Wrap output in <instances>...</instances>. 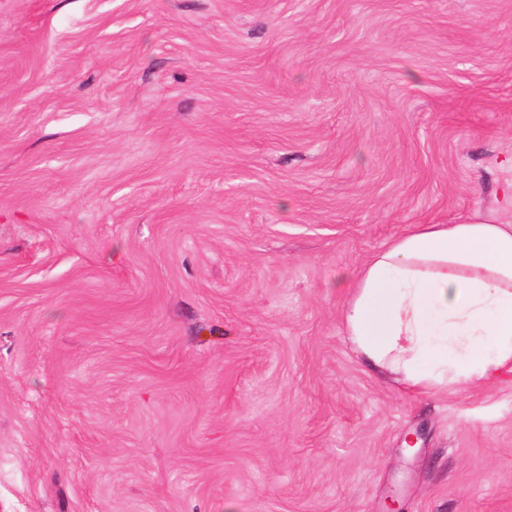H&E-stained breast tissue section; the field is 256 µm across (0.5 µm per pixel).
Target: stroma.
Instances as JSON below:
<instances>
[{"instance_id":"35a3bbf8","label":"stroma","mask_w":512,"mask_h":512,"mask_svg":"<svg viewBox=\"0 0 512 512\" xmlns=\"http://www.w3.org/2000/svg\"><path fill=\"white\" fill-rule=\"evenodd\" d=\"M477 214L512 0H0V512H512V375L398 384L341 318Z\"/></svg>"}]
</instances>
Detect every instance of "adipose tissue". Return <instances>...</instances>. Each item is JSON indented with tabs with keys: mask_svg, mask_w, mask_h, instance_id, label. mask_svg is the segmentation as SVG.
Returning <instances> with one entry per match:
<instances>
[{
	"mask_svg": "<svg viewBox=\"0 0 512 512\" xmlns=\"http://www.w3.org/2000/svg\"><path fill=\"white\" fill-rule=\"evenodd\" d=\"M364 365L411 387L512 374V224H419L356 273L343 311Z\"/></svg>",
	"mask_w": 512,
	"mask_h": 512,
	"instance_id": "adipose-tissue-1",
	"label": "adipose tissue"
}]
</instances>
